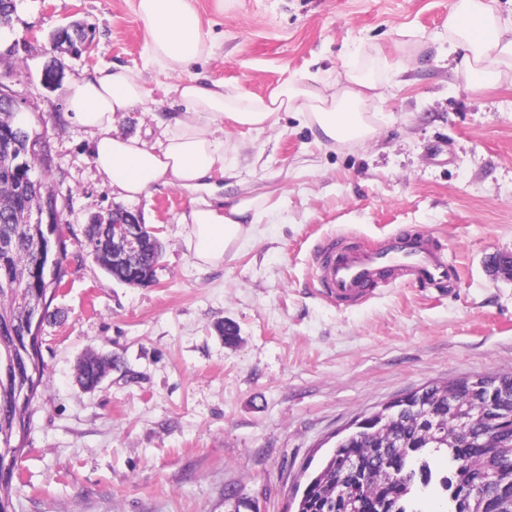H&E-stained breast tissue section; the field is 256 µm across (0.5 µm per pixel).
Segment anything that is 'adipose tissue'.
<instances>
[{
  "mask_svg": "<svg viewBox=\"0 0 512 512\" xmlns=\"http://www.w3.org/2000/svg\"><path fill=\"white\" fill-rule=\"evenodd\" d=\"M147 26L146 65L165 74H185L175 93L186 115L168 123L162 139L147 144L140 137L115 133L118 113L145 100V87L127 68L104 70L76 80L68 94V111L92 135L90 158L122 198L136 200L158 186L194 189L224 162V142L210 130L212 121L228 117L251 131H262L281 112H294L317 138L338 144H362L375 135L366 109L383 97L386 83L362 63L348 60L344 77L314 85L291 81L268 99L249 100L225 93L223 85L189 76L193 64L209 57L214 45L203 31L193 0H136ZM448 52L456 68L477 85L498 83L512 66V19L494 11L488 0H452L448 9ZM252 201L239 200L218 209L198 205L184 216L192 227L199 266L223 263L225 253L248 232Z\"/></svg>",
  "mask_w": 512,
  "mask_h": 512,
  "instance_id": "ef3b65f1",
  "label": "adipose tissue"
}]
</instances>
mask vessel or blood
I'll list each match as a JSON object with an SVG mask.
<instances>
[{
	"mask_svg": "<svg viewBox=\"0 0 512 512\" xmlns=\"http://www.w3.org/2000/svg\"><path fill=\"white\" fill-rule=\"evenodd\" d=\"M408 275L422 282L447 281L450 272L441 252L403 234L390 236L382 246L339 252L328 247L317 282L333 301L366 298L374 283Z\"/></svg>",
	"mask_w": 512,
	"mask_h": 512,
	"instance_id": "1",
	"label": "vessel or blood"
}]
</instances>
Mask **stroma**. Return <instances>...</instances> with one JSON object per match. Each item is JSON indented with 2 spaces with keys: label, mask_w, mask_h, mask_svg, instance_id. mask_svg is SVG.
<instances>
[{
  "label": "stroma",
  "mask_w": 512,
  "mask_h": 512,
  "mask_svg": "<svg viewBox=\"0 0 512 512\" xmlns=\"http://www.w3.org/2000/svg\"><path fill=\"white\" fill-rule=\"evenodd\" d=\"M451 0H195L215 43L191 67L245 99L294 80L333 82L345 56L399 65L369 111L364 144L318 142L294 117L250 131L221 118L224 167L201 190L160 187L129 201L90 161V134L67 115L72 82L111 67L139 72L146 104L118 134L155 143L181 116L178 79L143 66L135 0H17L0 30V82L28 101L47 144L39 165L65 200L74 260L44 325L47 384L14 479L15 512H234L237 488L261 512H288L307 462L380 405L430 382L512 371V74L472 86L448 57ZM82 25L89 48L62 53L54 31ZM413 33L418 57L403 54ZM58 67L53 85L47 68ZM254 198L251 231L199 267L182 217L199 202ZM128 211L158 228L147 286H129L88 254L96 213ZM433 240L455 271L443 286L404 279L353 304L319 294L318 244L364 249L395 233ZM237 328L227 344L224 324ZM89 353L112 368L77 382Z\"/></svg>",
  "instance_id": "1"
}]
</instances>
